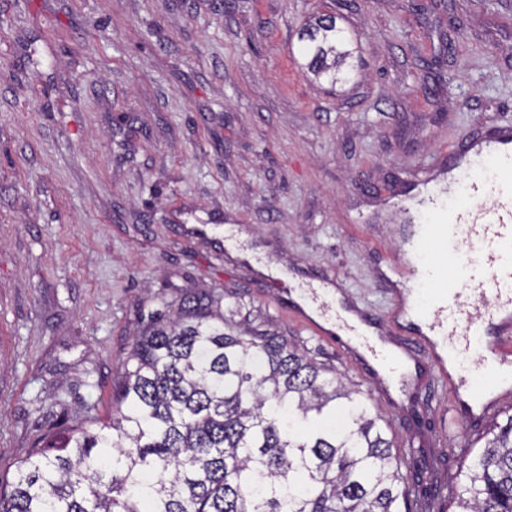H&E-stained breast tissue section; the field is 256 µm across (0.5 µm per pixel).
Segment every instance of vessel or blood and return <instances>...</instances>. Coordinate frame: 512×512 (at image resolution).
<instances>
[{
  "label": "vessel or blood",
  "instance_id": "obj_1",
  "mask_svg": "<svg viewBox=\"0 0 512 512\" xmlns=\"http://www.w3.org/2000/svg\"><path fill=\"white\" fill-rule=\"evenodd\" d=\"M465 180L462 198L415 200V207L432 213L447 210L448 221L434 225L419 242L435 246L441 260L424 262L423 283L440 280L445 260L455 264L475 306L461 302L454 290L427 291L411 311L422 329L401 346L384 337L370 336L378 320L356 310L347 317L336 306L332 288H310L292 308L300 318L316 311L322 318L318 331L366 373L384 393L409 392L420 385L422 371L443 381L453 378L464 390L469 406H455V415L475 419L498 402L512 399V377L502 367L512 361V327L501 320L512 314V128L503 127L464 142L459 154L449 155ZM492 193L491 204L472 208L473 199Z\"/></svg>",
  "mask_w": 512,
  "mask_h": 512
}]
</instances>
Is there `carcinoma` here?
I'll list each match as a JSON object with an SVG mask.
<instances>
[{
    "instance_id": "carcinoma-1",
    "label": "carcinoma",
    "mask_w": 512,
    "mask_h": 512,
    "mask_svg": "<svg viewBox=\"0 0 512 512\" xmlns=\"http://www.w3.org/2000/svg\"><path fill=\"white\" fill-rule=\"evenodd\" d=\"M308 71L352 57L336 18L300 32ZM210 295L134 337L105 420L45 434L0 512H400L407 475L363 392L292 337ZM455 512H512V418Z\"/></svg>"
}]
</instances>
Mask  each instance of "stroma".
<instances>
[{"instance_id":"35a3bbf8","label":"stroma","mask_w":512,"mask_h":512,"mask_svg":"<svg viewBox=\"0 0 512 512\" xmlns=\"http://www.w3.org/2000/svg\"><path fill=\"white\" fill-rule=\"evenodd\" d=\"M336 16L347 78L304 67ZM512 126V0H0V492L47 428L103 419L131 338L204 291L283 332L369 398L412 453L409 512L464 483L491 423L441 383L388 403L247 262L324 271L401 340L396 242L421 168Z\"/></svg>"}]
</instances>
